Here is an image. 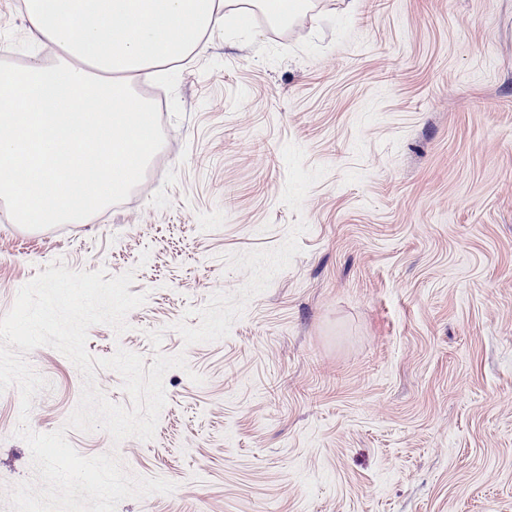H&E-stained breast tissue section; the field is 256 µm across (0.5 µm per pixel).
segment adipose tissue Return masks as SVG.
I'll return each instance as SVG.
<instances>
[{
	"mask_svg": "<svg viewBox=\"0 0 512 512\" xmlns=\"http://www.w3.org/2000/svg\"><path fill=\"white\" fill-rule=\"evenodd\" d=\"M308 0H24L26 38L49 50L0 66V201L17 224H78L110 207L160 147L141 84L196 55L230 15H295ZM80 183L59 189L61 177ZM54 186L50 199L35 184Z\"/></svg>",
	"mask_w": 512,
	"mask_h": 512,
	"instance_id": "obj_1",
	"label": "adipose tissue"
}]
</instances>
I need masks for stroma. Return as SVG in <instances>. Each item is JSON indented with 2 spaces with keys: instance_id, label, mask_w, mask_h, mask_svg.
I'll use <instances>...</instances> for the list:
<instances>
[{
  "instance_id": "1",
  "label": "stroma",
  "mask_w": 512,
  "mask_h": 512,
  "mask_svg": "<svg viewBox=\"0 0 512 512\" xmlns=\"http://www.w3.org/2000/svg\"><path fill=\"white\" fill-rule=\"evenodd\" d=\"M23 0L0 44L30 60ZM161 148L89 222L0 203V317L55 261L132 273L123 333L152 364L155 434L66 429L83 376L49 346L28 425L171 493L116 512H512V0H313L229 17L158 86ZM200 382H193V375ZM0 392V512L34 479Z\"/></svg>"
}]
</instances>
